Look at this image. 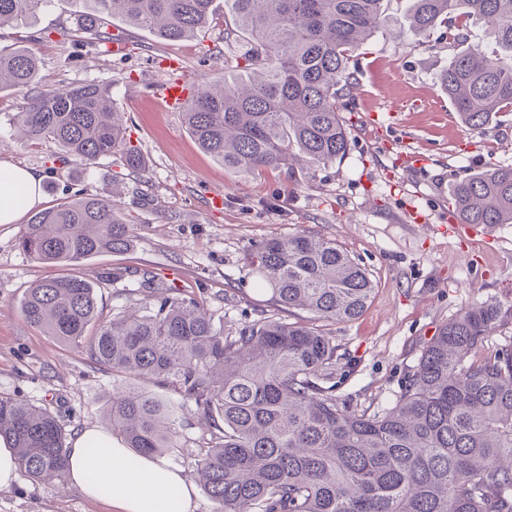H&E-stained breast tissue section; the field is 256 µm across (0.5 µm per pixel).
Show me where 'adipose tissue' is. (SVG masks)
I'll return each mask as SVG.
<instances>
[{"label":"adipose tissue","instance_id":"ef3b65f1","mask_svg":"<svg viewBox=\"0 0 512 512\" xmlns=\"http://www.w3.org/2000/svg\"><path fill=\"white\" fill-rule=\"evenodd\" d=\"M42 175L0 163V225L14 224L23 211L41 205ZM68 477L87 499L106 500L112 512H195L196 491L179 469L163 458H131L111 430L87 426L66 448ZM96 472L89 480L88 472Z\"/></svg>","mask_w":512,"mask_h":512}]
</instances>
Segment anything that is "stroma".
Masks as SVG:
<instances>
[{
	"label": "stroma",
	"mask_w": 512,
	"mask_h": 512,
	"mask_svg": "<svg viewBox=\"0 0 512 512\" xmlns=\"http://www.w3.org/2000/svg\"><path fill=\"white\" fill-rule=\"evenodd\" d=\"M409 0H384L390 18L356 52L358 84L342 114L349 149L329 166L295 171L236 172L200 149L156 89L179 80L197 89L224 80V13L216 11L193 38L168 42L118 19L108 33L121 52H99L94 34H77L78 0H50L37 16L0 29V44H26L41 36L40 77L48 86L97 81L126 117V134L143 155L142 173L122 153L90 166L61 162L51 141H19L10 117L23 94L0 91V162L43 173L44 208L87 190L115 203L136 236L130 250L104 254L68 268L35 261L17 246L20 227L0 225V396L53 412L66 436L104 425L112 372L86 352L28 323L20 301L34 283L68 273L95 286L103 318L143 299L112 270H150L172 295L203 301L215 317L235 322L265 312L306 322V312L274 305L253 272L254 245L305 233L335 240L370 273L374 293L364 314L332 322L337 395L356 412L384 410L399 396L408 372L440 327L467 308L497 304L505 317L486 336L479 356L512 346V224L469 225L449 218L456 182L485 163L512 165V112L483 128L467 129L436 83L461 47L445 26L425 43L408 30ZM177 68H169V60ZM378 124H371V117ZM417 157L414 166L402 155ZM151 198L139 205L136 194ZM177 446L163 458L196 481L194 460L207 428L179 410ZM0 512H109L68 482L37 483L19 477L0 490Z\"/></svg>",
	"instance_id": "obj_1"
}]
</instances>
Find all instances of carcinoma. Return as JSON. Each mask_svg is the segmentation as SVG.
Wrapping results in <instances>:
<instances>
[{
	"mask_svg": "<svg viewBox=\"0 0 512 512\" xmlns=\"http://www.w3.org/2000/svg\"><path fill=\"white\" fill-rule=\"evenodd\" d=\"M50 0H0V28L34 17ZM215 0H81L78 29H95L108 51L105 17L168 41L207 27ZM234 33L247 37L248 81L200 89L184 109L188 131L206 153L239 172L292 169L293 149L316 166L348 150L340 112L357 84L350 63L376 28L388 24L383 0H224ZM487 24L491 53L458 52L438 86L472 129L512 112V0H412L417 39L438 24L465 40L462 19ZM31 46L0 45V90L25 92L12 124L28 142L53 140L82 166L124 141L125 116L109 86H39ZM461 224H512V166L489 163L453 189ZM134 231L112 200L80 196L38 211L18 248L42 263L68 266L127 251ZM254 273L284 309L309 322L261 314L216 323L192 296H165L99 316L94 285L68 275L40 281L21 302L25 319L86 350L112 370L117 391L106 410L112 432L135 454L175 447L176 407L208 422L196 471L216 512H512V348L472 359L501 308L474 306L423 347L393 405L359 414L336 398V345L320 322L351 321L371 298L369 273L336 242L306 234L255 247ZM150 378L179 397L173 406L132 386ZM0 438L20 471L42 483L65 480V433L44 407L0 396Z\"/></svg>",
	"mask_w": 512,
	"mask_h": 512,
	"instance_id": "1",
	"label": "carcinoma"
}]
</instances>
